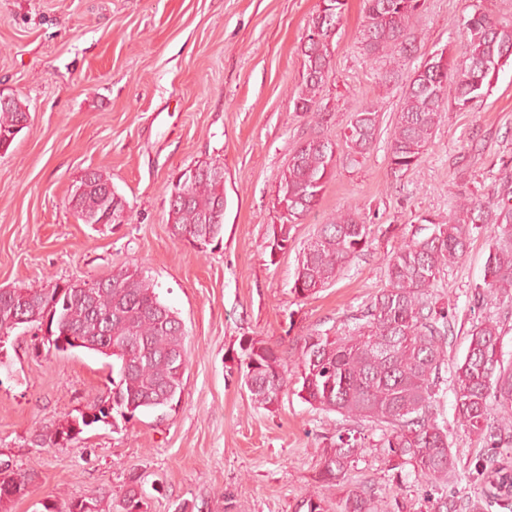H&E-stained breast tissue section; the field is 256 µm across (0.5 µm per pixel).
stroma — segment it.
Instances as JSON below:
<instances>
[{"label":"stroma","instance_id":"stroma-1","mask_svg":"<svg viewBox=\"0 0 512 512\" xmlns=\"http://www.w3.org/2000/svg\"><path fill=\"white\" fill-rule=\"evenodd\" d=\"M320 0H0V93L24 103L29 121L0 150V288H50L136 267L182 320L189 352L179 403L85 428L67 447L41 445L64 418L112 395L107 359L59 352L43 332L19 328L0 348V460L32 478L8 512H42L91 495L118 503L137 476L147 512L332 510L349 487L367 486L400 512H435L440 497L482 498L480 471L512 459L465 437L454 395L439 412L457 475L447 488L398 477L368 455L341 484L321 478L323 448L349 423L303 402L255 404L241 388V344L260 339L295 360L314 330L350 327V317L386 284V262L419 217L447 221L455 190L488 203L512 178V64L468 112L447 111L415 168L392 173L388 145L409 75L428 52L462 49L464 15L480 6L512 26V0H425L407 58L364 55V0H346L332 41L321 102L327 134L342 141L351 116L373 105L379 133L369 154L338 152L315 209L272 253L279 178L312 124L294 109L306 22ZM224 166V237L201 252L168 222V186L201 162ZM102 171L127 204L121 224H86L69 205L85 170ZM371 226V244L336 280L306 299L290 289L298 257L320 224L346 206ZM491 227L472 229L465 257L435 292L456 309L449 362L462 361L476 315Z\"/></svg>","mask_w":512,"mask_h":512}]
</instances>
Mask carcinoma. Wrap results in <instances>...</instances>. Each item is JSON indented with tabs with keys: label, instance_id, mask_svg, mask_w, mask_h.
<instances>
[{
	"label": "carcinoma",
	"instance_id": "carcinoma-1",
	"mask_svg": "<svg viewBox=\"0 0 512 512\" xmlns=\"http://www.w3.org/2000/svg\"><path fill=\"white\" fill-rule=\"evenodd\" d=\"M345 0H322V7L307 22L301 53L304 58L295 110L310 115L315 136L300 144L280 176L277 198L286 203L288 223L271 225V247L293 241L298 216L317 205L336 160L337 143L322 130L327 124L319 95L330 70V42L313 40L312 33L334 30L343 17ZM422 0H366L360 43L376 56L391 51L407 56L415 48L414 23ZM469 39L462 56L450 48L431 52L423 70L409 77L389 147L394 172L408 171L429 149L442 112L448 107L467 111L484 97L492 78L512 59V27L498 24L474 8L463 17ZM379 113L373 105L352 115L344 134L347 157L369 153ZM26 105L14 99L0 104V146L9 148L26 127ZM186 181L171 183L168 220L173 235L200 251L219 246L224 227V167L217 162L197 165ZM73 193V210L92 224H113L125 218L127 203L109 178L86 171ZM448 222L425 216L431 232L416 230L392 251L386 263L387 285L369 305L352 317L354 325L338 334L314 332L303 339L297 359L290 364L260 340L242 344L238 365L241 386L251 399L268 409L288 390V375H295L296 394L312 407L341 414L347 421H367L381 431L372 445L361 431L347 428L324 449V477L344 481L352 463L379 451L391 467L431 483H446L455 471L448 443L447 423L438 421L440 391L451 386L454 420L464 433L490 448L512 446V359L499 347L502 326L487 317L472 322L464 360L448 366V336L456 312L438 305L433 290L447 268L461 260L470 244L471 225H493L492 245L483 281L474 286L473 308L512 303V185H503L493 209L466 193ZM371 228L358 209L336 212L319 226L303 249L291 293L307 298L336 279L350 258L370 245ZM105 287L85 294L75 284L62 288H0V328L12 332L48 323L47 341L55 350L93 351L112 358V398L66 421L53 445L64 446L94 424L106 422L112 411L129 420L145 409L171 407L180 401L188 366L185 333L176 313L163 303L153 283L137 269L125 268L104 279ZM485 497L512 500V465L490 464L480 471ZM27 479L10 467H0V507L24 494ZM100 500L87 497L70 503L63 512H100ZM138 478H129L120 512H145ZM336 512H384L363 486L348 490Z\"/></svg>",
	"mask_w": 512,
	"mask_h": 512
}]
</instances>
